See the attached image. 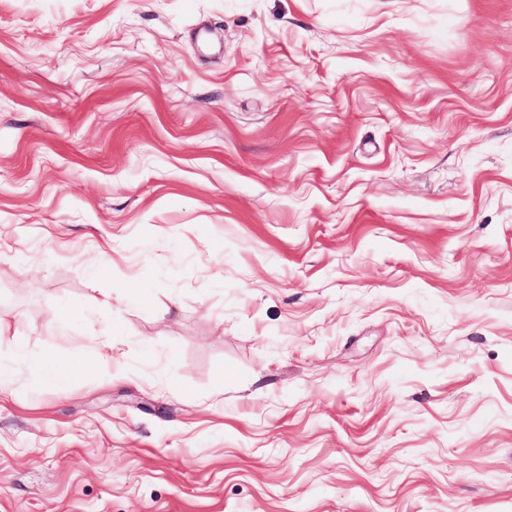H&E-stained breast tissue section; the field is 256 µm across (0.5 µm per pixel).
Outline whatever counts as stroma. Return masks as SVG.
<instances>
[{"instance_id":"stroma-1","label":"stroma","mask_w":512,"mask_h":512,"mask_svg":"<svg viewBox=\"0 0 512 512\" xmlns=\"http://www.w3.org/2000/svg\"><path fill=\"white\" fill-rule=\"evenodd\" d=\"M0 319V512H512V0H0Z\"/></svg>"}]
</instances>
